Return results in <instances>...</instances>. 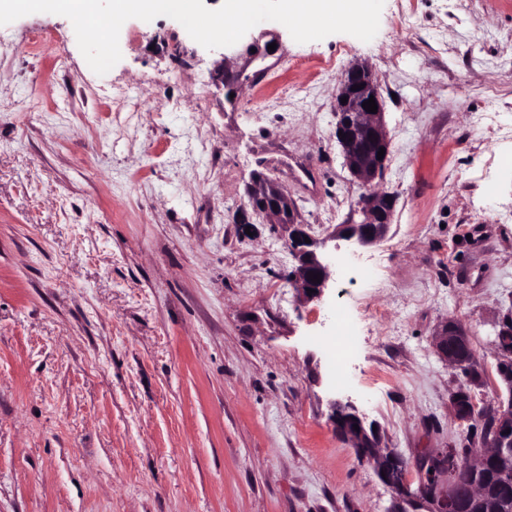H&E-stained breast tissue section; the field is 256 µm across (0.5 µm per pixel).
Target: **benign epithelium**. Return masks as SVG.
Returning <instances> with one entry per match:
<instances>
[{"label":"benign epithelium","instance_id":"1","mask_svg":"<svg viewBox=\"0 0 512 512\" xmlns=\"http://www.w3.org/2000/svg\"><path fill=\"white\" fill-rule=\"evenodd\" d=\"M341 88L338 98H347V102L337 103L338 109L350 115L349 124H339L336 131L346 134L338 139L345 162L358 181L361 193L357 200L358 211L363 220L356 224L344 225L349 238L356 239L362 246L373 245L382 241L390 229L394 211V199L390 193L373 185L385 168L387 158H377L380 149L390 153L391 141L383 122V103L378 92L374 75L363 67L348 69L340 80ZM355 85L363 86L361 90H352ZM374 98L377 112L369 113L363 107L364 101ZM248 204L259 212L271 213L278 217L277 225L288 229V245L296 261L291 277L300 287L306 299L322 297L332 279V267L335 263L328 260L319 249L325 246L326 240L305 242L308 234L298 222L294 207L288 197L276 186L267 182L256 184L248 193ZM320 275V282L310 279V273ZM314 290L308 294L307 290ZM453 320L442 330L437 351L449 364L461 367L469 354L468 336L461 331L451 329ZM335 413L332 419L336 431L347 438L355 448L362 451V461L373 468L384 483H389L386 476L389 463L394 453H382L378 450L377 433L373 426L365 425L364 418L349 405L332 404ZM358 428H353V425ZM489 459L512 461V447L508 440L497 435L490 440L489 448L481 453L476 462L465 469H457L453 476L439 475L435 472L425 475L420 491L413 492L407 484L392 486L395 500L389 512H462V501L458 493L460 473L477 470Z\"/></svg>","mask_w":512,"mask_h":512}]
</instances>
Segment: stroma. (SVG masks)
I'll return each mask as SVG.
<instances>
[{"label": "stroma", "mask_w": 512, "mask_h": 512, "mask_svg": "<svg viewBox=\"0 0 512 512\" xmlns=\"http://www.w3.org/2000/svg\"><path fill=\"white\" fill-rule=\"evenodd\" d=\"M97 75L71 21L0 25V512H388L392 492L331 420L376 424L409 463L468 449L467 332L497 407L512 314V0H385L373 40L252 28L208 50L176 20H127ZM368 66L392 139L386 238H335L359 189L336 93ZM266 80L254 86L256 71ZM261 179L325 251L361 259L304 300ZM361 346L334 371V308ZM449 324H454L452 320L448 321L445 328L442 330L438 341H437V351L439 355L448 361L449 364L461 367L467 364L461 369L464 375L472 376L474 382H478L479 380V372L475 369L476 360H474V355L472 349H470V343L468 336L464 332L452 330Z\"/></svg>", "instance_id": "35a3bbf8"}]
</instances>
